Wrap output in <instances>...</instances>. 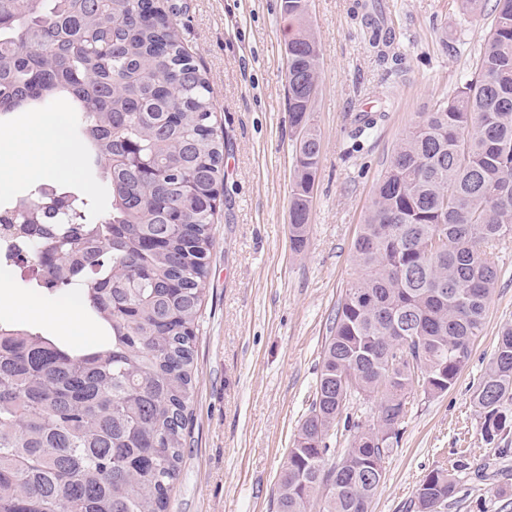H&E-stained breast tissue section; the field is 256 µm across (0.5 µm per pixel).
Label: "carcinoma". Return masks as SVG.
Masks as SVG:
<instances>
[{
  "instance_id": "obj_1",
  "label": "carcinoma",
  "mask_w": 512,
  "mask_h": 512,
  "mask_svg": "<svg viewBox=\"0 0 512 512\" xmlns=\"http://www.w3.org/2000/svg\"><path fill=\"white\" fill-rule=\"evenodd\" d=\"M159 0H0V116L71 109L107 202L62 183L0 201V258L39 266L31 288L84 295L106 328L94 350L0 321V512H168L193 399L195 326L213 247L224 153L211 87ZM288 16V117L298 132L290 235L303 246L322 146L311 126L319 49L305 0ZM475 77L434 103L394 148L354 243L309 413L276 512H369L415 386L448 391L467 365L512 234V0H496ZM73 198L55 218L31 209ZM376 403L352 422L350 399ZM485 439L512 428V328L473 397ZM456 475L430 471L418 512ZM363 401H351L348 404V409L343 413L342 421L340 422L338 428H336V441L333 439L330 446L331 448H336V454L341 451V448H346L349 446V441L351 439L352 432L345 430L344 428V418L345 414L348 413L352 420L356 421L359 416H362V419H365V416L372 415L374 412V405L366 401V403H362ZM338 429V430H337Z\"/></svg>"
}]
</instances>
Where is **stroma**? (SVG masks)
Segmentation results:
<instances>
[{
    "instance_id": "stroma-1",
    "label": "stroma",
    "mask_w": 512,
    "mask_h": 512,
    "mask_svg": "<svg viewBox=\"0 0 512 512\" xmlns=\"http://www.w3.org/2000/svg\"><path fill=\"white\" fill-rule=\"evenodd\" d=\"M174 2L184 44L210 81L224 179L195 330L187 446L170 512H275L277 479L309 412L329 327L357 276L354 242L373 188L421 114L471 78L494 0L468 14L457 0H310L321 68L312 119L322 154L298 250L289 231L296 132L288 118L282 0ZM370 3L395 34L387 62L369 42ZM367 106L384 118L356 146L351 116ZM32 120V113L15 112L0 127L16 134L26 155L42 157L52 143L31 132ZM495 253L498 279L471 357L448 392L415 389L370 512H416L421 480L461 460L468 468L440 512H512V432L487 442L473 405L498 336L512 326V238ZM5 278L1 320L98 346L95 321L81 318L78 336L53 323L63 296L28 288L17 272ZM33 298L42 316L31 314Z\"/></svg>"
}]
</instances>
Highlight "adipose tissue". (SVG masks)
I'll list each match as a JSON object with an SVG mask.
<instances>
[{"instance_id": "ef3b65f1", "label": "adipose tissue", "mask_w": 512, "mask_h": 512, "mask_svg": "<svg viewBox=\"0 0 512 512\" xmlns=\"http://www.w3.org/2000/svg\"><path fill=\"white\" fill-rule=\"evenodd\" d=\"M40 132L48 134L53 142L54 149L43 160L33 162L18 153L9 156L0 155V189H6L10 183L18 178L31 175H61L72 170L78 152L70 144L67 137V124L64 117L55 116L39 123Z\"/></svg>"}]
</instances>
